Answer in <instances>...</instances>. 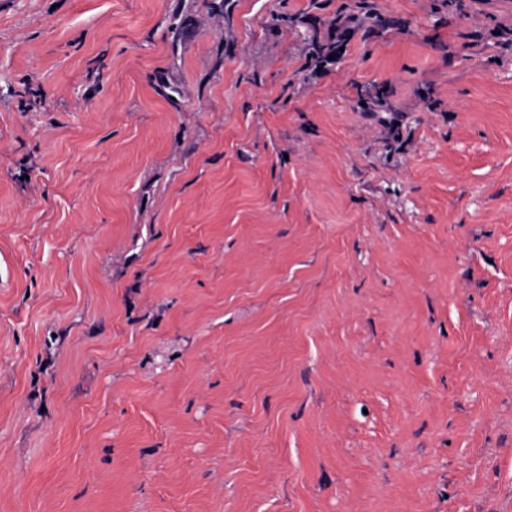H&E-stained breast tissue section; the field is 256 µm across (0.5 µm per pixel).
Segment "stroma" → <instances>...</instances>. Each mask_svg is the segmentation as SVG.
Wrapping results in <instances>:
<instances>
[{
	"label": "stroma",
	"mask_w": 512,
	"mask_h": 512,
	"mask_svg": "<svg viewBox=\"0 0 512 512\" xmlns=\"http://www.w3.org/2000/svg\"><path fill=\"white\" fill-rule=\"evenodd\" d=\"M0 0V512H512V0Z\"/></svg>",
	"instance_id": "stroma-1"
}]
</instances>
